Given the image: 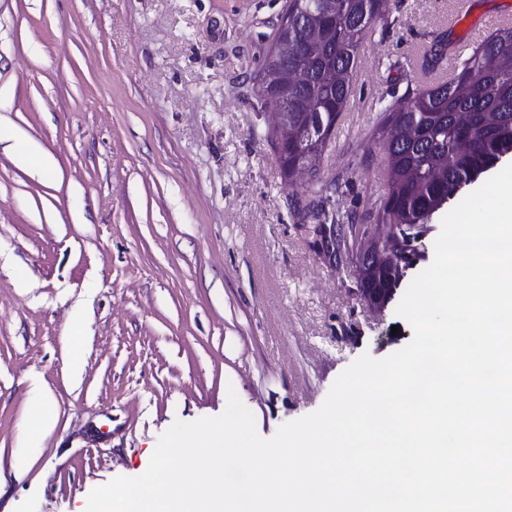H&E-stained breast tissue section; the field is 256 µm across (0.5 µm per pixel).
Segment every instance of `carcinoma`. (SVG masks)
Segmentation results:
<instances>
[{
	"label": "carcinoma",
	"mask_w": 512,
	"mask_h": 512,
	"mask_svg": "<svg viewBox=\"0 0 512 512\" xmlns=\"http://www.w3.org/2000/svg\"><path fill=\"white\" fill-rule=\"evenodd\" d=\"M316 0H288L277 24L279 36L297 38L317 33L326 46L308 58L283 62L266 52L252 77L261 105L285 111L297 131L295 140L277 142L265 133L273 148L282 180L305 173L320 185L323 196L304 203L291 201L297 213L317 224L359 223L354 213L326 208V200L340 184L321 183V164L336 124L350 99L360 49L388 13L384 0H334L336 24L325 26ZM512 51V25L495 28L474 45L448 80L427 82L404 97L381 100L379 120L371 138L385 144L378 185L380 204L364 220L398 224L404 231L426 228L430 217L463 187L476 182L503 156L512 153V68L501 63ZM302 72V80L286 86L280 70ZM360 287L395 288L405 271L371 256L358 266Z\"/></svg>",
	"instance_id": "1"
}]
</instances>
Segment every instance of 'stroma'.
Returning <instances> with one entry per match:
<instances>
[{"label":"stroma","instance_id":"stroma-1","mask_svg":"<svg viewBox=\"0 0 512 512\" xmlns=\"http://www.w3.org/2000/svg\"><path fill=\"white\" fill-rule=\"evenodd\" d=\"M455 0H389L321 169L334 207L378 197L387 93L450 29ZM286 0H0V131L49 152L30 175L0 153V461L32 388L56 419L0 512H85L89 492L148 466L175 420L220 415L235 390L256 431L317 410L362 354L413 337L374 313L358 268L330 265L290 204L252 92ZM83 311V368L70 324Z\"/></svg>","mask_w":512,"mask_h":512}]
</instances>
